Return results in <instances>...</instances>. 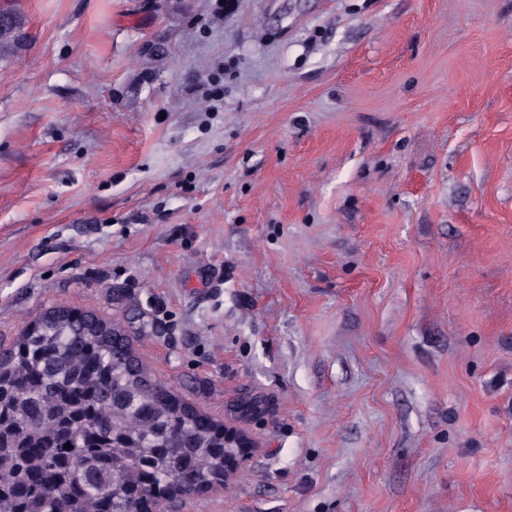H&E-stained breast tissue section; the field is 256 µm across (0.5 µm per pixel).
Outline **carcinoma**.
<instances>
[{"instance_id": "1", "label": "carcinoma", "mask_w": 512, "mask_h": 512, "mask_svg": "<svg viewBox=\"0 0 512 512\" xmlns=\"http://www.w3.org/2000/svg\"><path fill=\"white\" fill-rule=\"evenodd\" d=\"M222 481L217 423L84 321L35 325L0 356V512H164Z\"/></svg>"}]
</instances>
